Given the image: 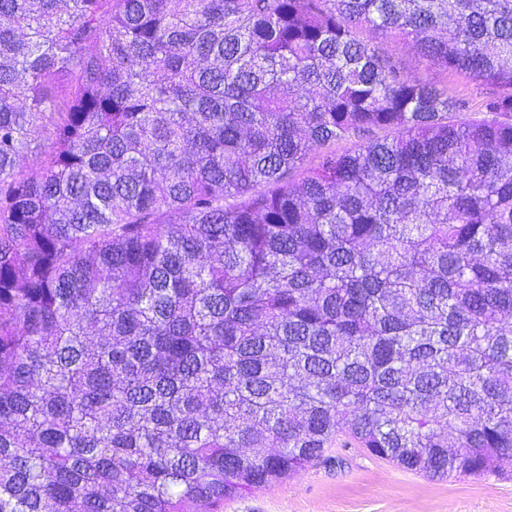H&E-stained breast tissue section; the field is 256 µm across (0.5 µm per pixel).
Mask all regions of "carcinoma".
<instances>
[{"label":"carcinoma","mask_w":512,"mask_h":512,"mask_svg":"<svg viewBox=\"0 0 512 512\" xmlns=\"http://www.w3.org/2000/svg\"><path fill=\"white\" fill-rule=\"evenodd\" d=\"M341 438L512 475V0H0V512H215ZM395 49L397 60L410 77L424 82L447 85L450 96L467 98L474 106L489 92L487 87L478 86L464 77L451 73L447 76L438 69L426 66L410 46L398 45Z\"/></svg>","instance_id":"carcinoma-1"}]
</instances>
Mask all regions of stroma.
<instances>
[{"mask_svg":"<svg viewBox=\"0 0 512 512\" xmlns=\"http://www.w3.org/2000/svg\"><path fill=\"white\" fill-rule=\"evenodd\" d=\"M396 57L414 79L478 103L486 88L426 66L407 46ZM219 512H512V478L433 479L335 444L292 477L225 501Z\"/></svg>","mask_w":512,"mask_h":512,"instance_id":"1","label":"stroma"}]
</instances>
